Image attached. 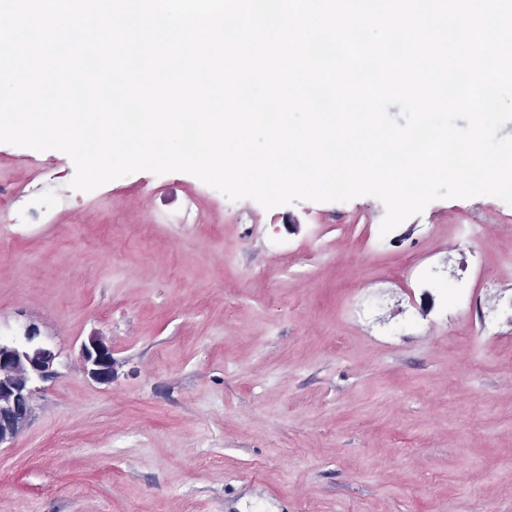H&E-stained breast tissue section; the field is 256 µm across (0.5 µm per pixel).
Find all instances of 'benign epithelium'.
<instances>
[{
  "label": "benign epithelium",
  "instance_id": "obj_1",
  "mask_svg": "<svg viewBox=\"0 0 512 512\" xmlns=\"http://www.w3.org/2000/svg\"><path fill=\"white\" fill-rule=\"evenodd\" d=\"M59 352L28 326L22 335L0 339V445L12 440L31 421L42 384L57 373ZM83 373L99 384L112 382V348L91 336L80 346Z\"/></svg>",
  "mask_w": 512,
  "mask_h": 512
}]
</instances>
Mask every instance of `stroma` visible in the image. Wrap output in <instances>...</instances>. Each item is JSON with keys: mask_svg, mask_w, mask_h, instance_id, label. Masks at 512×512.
Wrapping results in <instances>:
<instances>
[{"mask_svg": "<svg viewBox=\"0 0 512 512\" xmlns=\"http://www.w3.org/2000/svg\"><path fill=\"white\" fill-rule=\"evenodd\" d=\"M0 143V330L59 353L0 512H512V205L230 208L186 172L70 189ZM68 187L48 224L18 200ZM115 376L80 369L91 335Z\"/></svg>", "mask_w": 512, "mask_h": 512, "instance_id": "stroma-1", "label": "stroma"}]
</instances>
